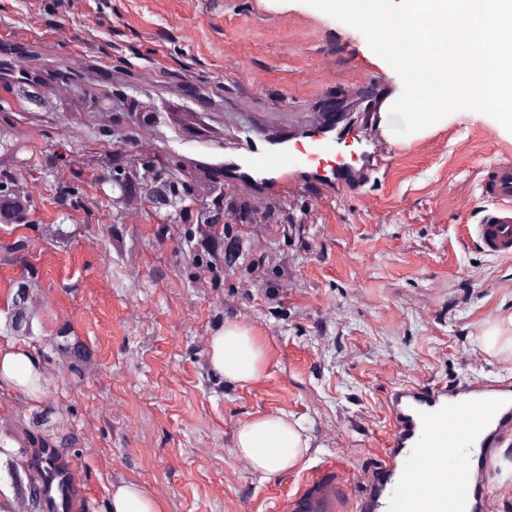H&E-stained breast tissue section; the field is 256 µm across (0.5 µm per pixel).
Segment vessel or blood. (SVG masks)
Wrapping results in <instances>:
<instances>
[{
    "label": "vessel or blood",
    "instance_id": "1",
    "mask_svg": "<svg viewBox=\"0 0 512 512\" xmlns=\"http://www.w3.org/2000/svg\"><path fill=\"white\" fill-rule=\"evenodd\" d=\"M240 148L242 158L225 162L228 173L248 182L261 176L283 192L299 174L350 186L381 169L392 152L325 116L294 143L247 136ZM481 190L494 208L477 225V241L489 255L511 257L512 160L486 166ZM388 410V446L363 472L360 497L350 499L342 467L330 463L299 486L287 512H484L485 478L498 448L512 440V381L416 382L392 391ZM40 491L47 512H77L82 502L65 464Z\"/></svg>",
    "mask_w": 512,
    "mask_h": 512
}]
</instances>
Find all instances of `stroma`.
Instances as JSON below:
<instances>
[{
    "mask_svg": "<svg viewBox=\"0 0 512 512\" xmlns=\"http://www.w3.org/2000/svg\"><path fill=\"white\" fill-rule=\"evenodd\" d=\"M1 42L18 46L17 68L84 62L69 100L0 94L14 179L34 188L28 223H0V245L26 244L0 261V325L20 283L46 298L30 334L0 328V347L41 357L36 387L0 385V432L30 456L39 420L68 436L60 458L82 512H109L127 483L164 512H284L330 462L356 497L387 446L393 389L512 378V356L482 341L512 313V258L472 240L488 207L482 169L512 158V133L490 116L464 111L397 143L386 166L345 190L302 177L279 194L225 171L246 131L298 134L336 103L400 84L358 30L304 0H0ZM90 91L108 95V111L88 112ZM128 98L154 120L130 123ZM115 148L139 164L215 165L225 202L246 208L228 229L242 243L233 266L190 252L189 215L144 192L137 209L114 202L109 170L91 159ZM63 188L82 207L60 206ZM228 323L249 327L264 351L254 382L209 364ZM64 330L84 354L76 373L51 352ZM280 412L302 423L310 448L268 478L236 453L235 436ZM498 456L486 512H512V444Z\"/></svg>",
    "mask_w": 512,
    "mask_h": 512,
    "instance_id": "35a3bbf8",
    "label": "stroma"
}]
</instances>
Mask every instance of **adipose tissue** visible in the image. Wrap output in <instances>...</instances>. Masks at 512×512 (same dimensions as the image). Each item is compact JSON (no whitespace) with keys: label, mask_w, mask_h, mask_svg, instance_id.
Returning a JSON list of instances; mask_svg holds the SVG:
<instances>
[{"label":"adipose tissue","mask_w":512,"mask_h":512,"mask_svg":"<svg viewBox=\"0 0 512 512\" xmlns=\"http://www.w3.org/2000/svg\"><path fill=\"white\" fill-rule=\"evenodd\" d=\"M209 361L225 379L246 384L259 378L264 353L249 328L232 323L213 336ZM308 448L302 425L283 413L251 420L237 432L238 453L250 461L255 471L267 476L288 471Z\"/></svg>","instance_id":"ef3b65f1"}]
</instances>
